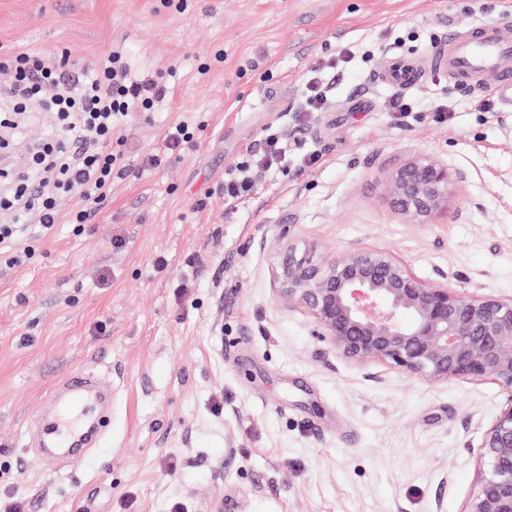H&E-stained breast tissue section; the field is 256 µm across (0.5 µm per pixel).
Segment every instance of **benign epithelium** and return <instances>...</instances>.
<instances>
[{
  "label": "benign epithelium",
  "instance_id": "1",
  "mask_svg": "<svg viewBox=\"0 0 512 512\" xmlns=\"http://www.w3.org/2000/svg\"><path fill=\"white\" fill-rule=\"evenodd\" d=\"M462 180L437 158L418 156L392 170L382 191L408 220L448 214ZM423 282L397 256L356 248L325 262L314 245L288 242L275 263L280 298L306 311L314 335L348 362H382L431 382L490 379L506 394L484 428L483 471L463 512H512V297L478 296L448 283Z\"/></svg>",
  "mask_w": 512,
  "mask_h": 512
}]
</instances>
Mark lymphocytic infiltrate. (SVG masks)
I'll return each instance as SVG.
<instances>
[{
	"label": "lymphocytic infiltrate",
	"instance_id": "lymphocytic-infiltrate-1",
	"mask_svg": "<svg viewBox=\"0 0 512 512\" xmlns=\"http://www.w3.org/2000/svg\"><path fill=\"white\" fill-rule=\"evenodd\" d=\"M125 54L124 46L113 47L102 67L77 87L68 79L66 54H0V74L9 77L0 91V124L15 123L33 104L57 116L55 132L32 143L26 166L0 168V180L12 186L9 195H0V209L11 214L9 223L0 224V263L14 266L31 259L33 248L21 238L22 226H39L45 237L63 219L79 227L89 223L112 189L113 174L124 171L121 128L132 113L154 111L169 95L166 83L133 76ZM281 144L273 132L259 151L248 152L225 180V197L251 191L261 170L278 160ZM63 196L81 201L65 217L59 210Z\"/></svg>",
	"mask_w": 512,
	"mask_h": 512
}]
</instances>
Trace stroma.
I'll return each mask as SVG.
<instances>
[{
	"label": "stroma",
	"mask_w": 512,
	"mask_h": 512,
	"mask_svg": "<svg viewBox=\"0 0 512 512\" xmlns=\"http://www.w3.org/2000/svg\"><path fill=\"white\" fill-rule=\"evenodd\" d=\"M512 0H0V50L66 51L70 79L125 43L169 105L122 131L126 172L82 234L58 224L0 267V502L24 512H462L480 439L505 400L491 380L431 382L344 361L274 284L290 232L324 259L386 250L420 279L512 296V108L430 73L397 90L392 55L428 59L445 24L496 20ZM320 112L297 105L311 78ZM448 104L444 117L435 105ZM202 118L158 168L166 129ZM282 164L236 199L224 178L266 129ZM318 153L315 168L301 160ZM436 157L463 179L448 213L412 223L381 190ZM166 267H158V258ZM76 372L112 388L98 447L75 465L31 445ZM382 376L367 381L366 373ZM450 487H442L443 478Z\"/></svg>",
	"instance_id": "stroma-1"
}]
</instances>
